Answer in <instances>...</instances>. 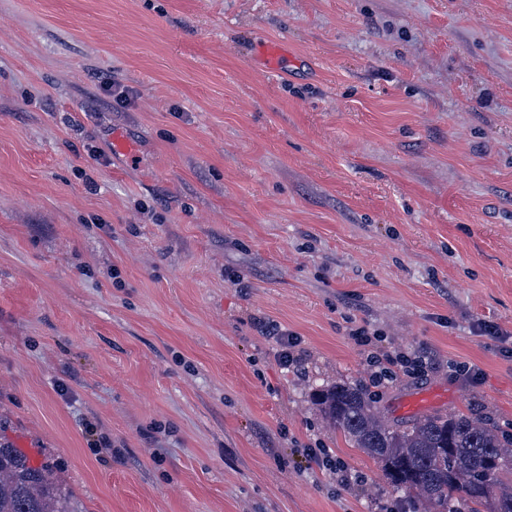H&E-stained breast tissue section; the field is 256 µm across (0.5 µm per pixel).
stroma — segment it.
I'll return each mask as SVG.
<instances>
[{"instance_id": "35a3bbf8", "label": "stroma", "mask_w": 512, "mask_h": 512, "mask_svg": "<svg viewBox=\"0 0 512 512\" xmlns=\"http://www.w3.org/2000/svg\"><path fill=\"white\" fill-rule=\"evenodd\" d=\"M479 321L512 334V0H0V443L86 512H412L312 394L377 329L438 363L386 419L511 436ZM254 325L262 336L275 340L278 347L277 359L284 368L295 367L300 360L301 340L294 332L282 327L280 324L257 319ZM298 451L319 468L336 475L338 483L347 486L350 484V480L353 479L348 473V468L341 461L334 459L330 455L328 448H320L317 442L314 446L308 445L306 448H300Z\"/></svg>"}]
</instances>
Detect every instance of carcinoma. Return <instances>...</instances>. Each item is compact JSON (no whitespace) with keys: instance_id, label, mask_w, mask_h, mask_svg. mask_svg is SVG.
<instances>
[{"instance_id":"cac0c4a2","label":"carcinoma","mask_w":512,"mask_h":512,"mask_svg":"<svg viewBox=\"0 0 512 512\" xmlns=\"http://www.w3.org/2000/svg\"><path fill=\"white\" fill-rule=\"evenodd\" d=\"M325 423L376 460L398 493L422 512H512V440L480 413H435L408 425L384 420L366 390L335 384L316 391ZM0 512H86L46 465L0 443Z\"/></svg>"}]
</instances>
